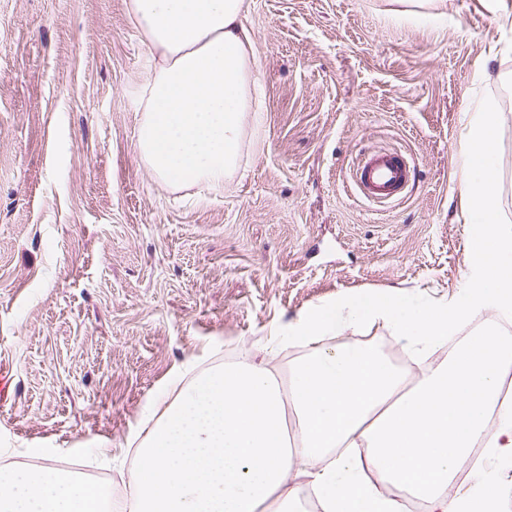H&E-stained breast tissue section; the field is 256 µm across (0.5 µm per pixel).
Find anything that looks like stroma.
Instances as JSON below:
<instances>
[{"label":"stroma","instance_id":"35a3bbf8","mask_svg":"<svg viewBox=\"0 0 512 512\" xmlns=\"http://www.w3.org/2000/svg\"><path fill=\"white\" fill-rule=\"evenodd\" d=\"M252 0L258 119L219 189L173 191L141 162L151 49L124 0H0V468L51 457L128 492L152 400L225 351L287 374L276 330L336 297L454 298L471 226L466 128L501 116L512 221V0ZM410 159L398 202L361 200L356 159Z\"/></svg>","mask_w":512,"mask_h":512}]
</instances>
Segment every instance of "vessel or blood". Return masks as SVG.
<instances>
[{"label": "vessel or blood", "instance_id": "obj_1", "mask_svg": "<svg viewBox=\"0 0 512 512\" xmlns=\"http://www.w3.org/2000/svg\"><path fill=\"white\" fill-rule=\"evenodd\" d=\"M409 167L404 156L391 151H373L360 157L354 168V183L369 203L382 204L401 198Z\"/></svg>", "mask_w": 512, "mask_h": 512}]
</instances>
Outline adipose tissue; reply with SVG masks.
<instances>
[{"label": "adipose tissue", "mask_w": 512, "mask_h": 512, "mask_svg": "<svg viewBox=\"0 0 512 512\" xmlns=\"http://www.w3.org/2000/svg\"><path fill=\"white\" fill-rule=\"evenodd\" d=\"M152 50L138 94L139 158L167 187H218L237 171L256 89L249 0H126ZM512 337H470L421 380L376 351L313 347L288 378L250 362L198 376L136 450L122 512H301L307 467L322 512H498L512 485L447 488L476 444L512 458ZM496 413V430L486 426ZM354 448L363 457L351 456ZM0 512H112L51 461L0 471Z\"/></svg>", "instance_id": "ef3b65f1"}]
</instances>
